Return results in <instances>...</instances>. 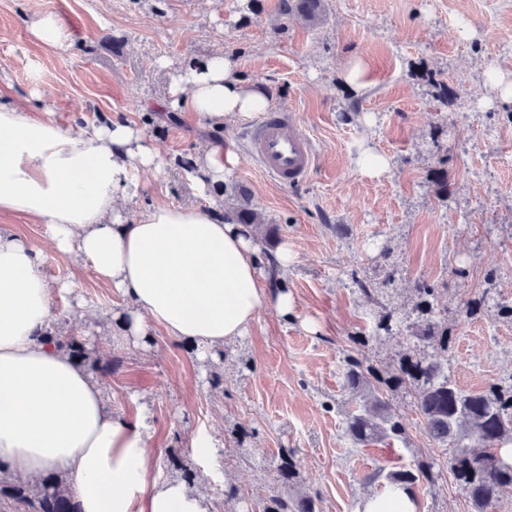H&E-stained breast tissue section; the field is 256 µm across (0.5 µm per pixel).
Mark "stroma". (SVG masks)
<instances>
[{"label": "stroma", "instance_id": "obj_1", "mask_svg": "<svg viewBox=\"0 0 512 512\" xmlns=\"http://www.w3.org/2000/svg\"><path fill=\"white\" fill-rule=\"evenodd\" d=\"M46 14L68 28L66 50L34 43L30 24ZM219 49L318 148L314 171L292 187L243 156L217 200L232 210L250 198L277 229L272 247L295 250L284 275L291 317L263 311L210 362L160 329L146 346L124 344L122 297L78 257L51 250L45 225L0 214V230L41 249L51 284L78 277L73 292L54 295V327L109 350L117 367L102 385L113 411L145 422L156 478L195 473L209 512H262L284 448L299 472L290 494L315 498L320 512H357L387 488L388 472L422 457L442 476L417 488L419 512H471L447 473L450 450L423 428L414 388L386 395L404 435L350 439L347 417L367 395L349 390L343 368L350 355L397 366L413 345L411 288L424 280L448 325L453 384L512 390V318L499 312L512 304V0H323L315 21L281 16L279 0H0V101L29 100L35 115L65 126L128 120L160 167L133 171L138 191L125 213L196 206L187 165L206 119L148 116L171 101L178 73ZM356 61L358 86L346 79ZM364 146L387 158L380 176L357 166ZM468 302L478 307L469 318ZM81 303L95 307L96 321L76 319ZM387 312L399 325L385 333L376 317ZM202 429L214 441L203 467L190 448ZM173 456L182 469L170 466ZM231 485L238 496L228 500Z\"/></svg>", "mask_w": 512, "mask_h": 512}]
</instances>
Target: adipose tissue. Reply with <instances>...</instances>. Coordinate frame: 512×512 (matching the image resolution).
Here are the masks:
<instances>
[{
    "instance_id": "1",
    "label": "adipose tissue",
    "mask_w": 512,
    "mask_h": 512,
    "mask_svg": "<svg viewBox=\"0 0 512 512\" xmlns=\"http://www.w3.org/2000/svg\"><path fill=\"white\" fill-rule=\"evenodd\" d=\"M175 86L170 111L218 126L269 106L221 52ZM194 163L201 205L159 204L131 220L120 203L137 189L132 171L157 164L140 128L116 117L73 130L32 116L25 102L0 101V214L46 225L60 255L80 257L123 296L125 341L160 328L205 360L264 309L294 311L277 274L295 255L284 245L266 256L253 225L218 215L214 200L237 152L209 137ZM52 291L40 249L0 231V472L30 481L55 473L80 512H207L202 493L153 476L144 423L113 413L99 379L48 342Z\"/></svg>"
}]
</instances>
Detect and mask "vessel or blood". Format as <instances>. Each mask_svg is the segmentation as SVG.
I'll list each match as a JSON object with an SVG mask.
<instances>
[{
  "instance_id": "b4317fda",
  "label": "vessel or blood",
  "mask_w": 512,
  "mask_h": 512,
  "mask_svg": "<svg viewBox=\"0 0 512 512\" xmlns=\"http://www.w3.org/2000/svg\"><path fill=\"white\" fill-rule=\"evenodd\" d=\"M248 152L261 169L285 186L298 184L317 163L312 139L299 127L294 113L268 112L249 129Z\"/></svg>"
}]
</instances>
